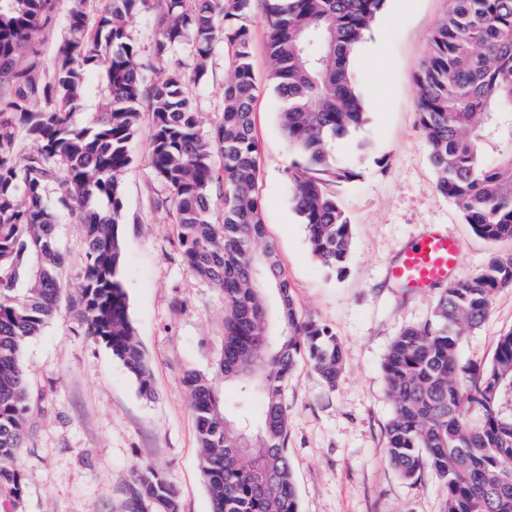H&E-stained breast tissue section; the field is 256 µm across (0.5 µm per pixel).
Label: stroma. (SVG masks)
<instances>
[{"instance_id":"stroma-1","label":"stroma","mask_w":512,"mask_h":512,"mask_svg":"<svg viewBox=\"0 0 512 512\" xmlns=\"http://www.w3.org/2000/svg\"><path fill=\"white\" fill-rule=\"evenodd\" d=\"M448 7L449 0H385L356 52L353 74L366 116L336 142L337 156L354 173L336 189L353 229L347 271L339 277L312 255L291 202L288 168L295 154L278 124L280 101L266 84L264 0L252 2L256 193L266 237L276 247L299 314L328 328L343 350L335 386H327L302 358L284 388L300 512H441L442 489L431 470L409 481L385 457L393 406L381 371L394 336L429 317L439 290L398 287L386 268L431 228L458 242L464 276L480 271L493 254L512 250L510 242L476 235L439 192L418 123L414 77ZM231 74L227 49L216 45L207 78L191 88L205 125L220 120ZM151 134V118L143 116L133 161L122 177L124 221L118 232L128 313L152 361L155 395H141L111 350L61 309L22 353L32 411L18 457L26 494L17 512H121L134 469L146 466L176 487L182 512H211L182 377L189 369L211 371L219 358L224 298L186 266L171 216L155 206L165 190L149 163ZM45 204L57 219L60 276L69 288L80 271L82 227L69 216L57 187L48 188ZM510 330L507 288L495 294L487 320L464 336L461 365L489 363L499 337Z\"/></svg>"}]
</instances>
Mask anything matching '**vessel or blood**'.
I'll list each match as a JSON object with an SVG mask.
<instances>
[{"instance_id":"b4317fda","label":"vessel or blood","mask_w":512,"mask_h":512,"mask_svg":"<svg viewBox=\"0 0 512 512\" xmlns=\"http://www.w3.org/2000/svg\"><path fill=\"white\" fill-rule=\"evenodd\" d=\"M462 262L456 240L441 230L432 229L402 251L389 267L388 274L407 287L424 290L447 281Z\"/></svg>"}]
</instances>
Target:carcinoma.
<instances>
[{"label":"carcinoma","instance_id":"1","mask_svg":"<svg viewBox=\"0 0 512 512\" xmlns=\"http://www.w3.org/2000/svg\"><path fill=\"white\" fill-rule=\"evenodd\" d=\"M89 0H70L67 35L55 65L41 70L33 34L55 18L61 0H0V498L15 510L25 484L16 464L29 421L22 350L42 334L69 294L84 333L112 350L145 396L149 358L128 315L118 234L122 176L141 113L151 115L150 164L188 268L224 296V347L214 371L185 372L212 512H299L288 456L283 385L308 357L333 387L343 353L326 327L299 315L274 246L265 241L255 187L258 85L249 25L252 0H107L90 18ZM385 0H265L266 82L282 102L278 120L298 159L288 168L294 209L312 254L328 271L346 272L352 224L334 190L354 173L336 140L364 119L353 78L355 53ZM140 13L155 25L153 52L167 60L155 79L141 76L140 47L127 23ZM191 42V58L174 56ZM224 43L233 76L223 116L204 127L190 84L207 74ZM416 76L419 124L439 191L463 221L490 242H512V0H450L431 32ZM105 71L99 111L75 121L88 73ZM32 147L23 151L19 134ZM221 154L223 167L214 163ZM83 225L85 250L74 287L59 278L61 252L44 195L51 185ZM223 203L222 223L214 204ZM261 257L280 279L275 302L252 274ZM512 287V252L440 292L429 318L400 329L382 362L394 412L386 456L406 480L430 467L443 486L442 512H512V330L491 361L460 375L466 329L488 316L497 291ZM275 306L285 332L266 345L265 310ZM259 398L254 414L227 416L221 386ZM263 471L260 485L255 475ZM124 512H180L176 488L158 470L134 471Z\"/></svg>","mask_w":512,"mask_h":512}]
</instances>
